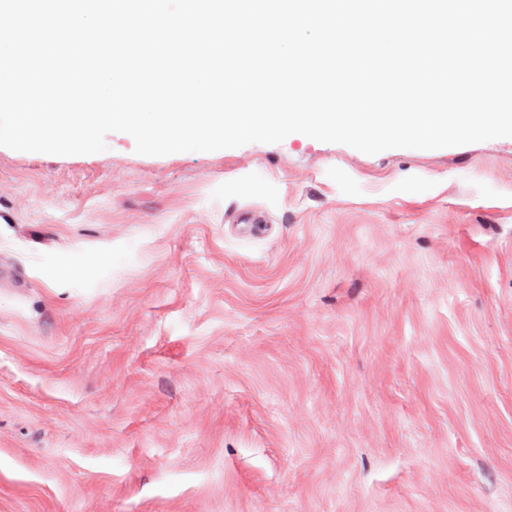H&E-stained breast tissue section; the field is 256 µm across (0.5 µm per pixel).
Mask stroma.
<instances>
[{"label": "stroma", "instance_id": "1", "mask_svg": "<svg viewBox=\"0 0 512 512\" xmlns=\"http://www.w3.org/2000/svg\"><path fill=\"white\" fill-rule=\"evenodd\" d=\"M0 147V512H512V137Z\"/></svg>", "mask_w": 512, "mask_h": 512}]
</instances>
